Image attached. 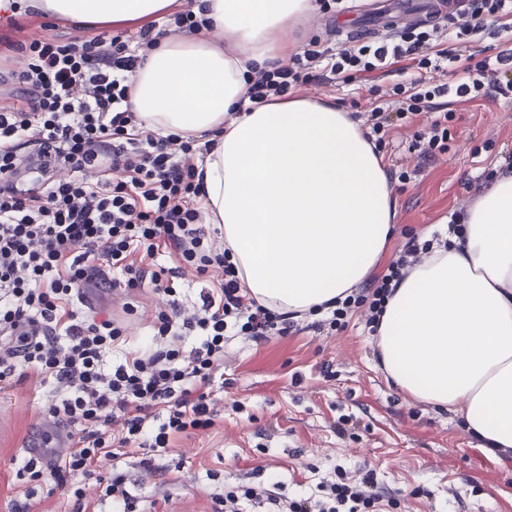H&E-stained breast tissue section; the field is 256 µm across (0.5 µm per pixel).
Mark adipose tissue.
<instances>
[{"label":"adipose tissue","mask_w":512,"mask_h":512,"mask_svg":"<svg viewBox=\"0 0 512 512\" xmlns=\"http://www.w3.org/2000/svg\"><path fill=\"white\" fill-rule=\"evenodd\" d=\"M222 42L165 35L131 76L143 127L208 135L198 172L244 288L282 313L335 308L378 264L396 215L388 177L346 111L311 97L249 101L252 74L296 52L316 0H25L75 30L122 27L174 2ZM379 368L512 453V175L496 178L387 300Z\"/></svg>","instance_id":"adipose-tissue-1"}]
</instances>
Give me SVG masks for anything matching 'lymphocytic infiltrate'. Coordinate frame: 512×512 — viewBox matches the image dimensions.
<instances>
[{"label": "lymphocytic infiltrate", "mask_w": 512, "mask_h": 512, "mask_svg": "<svg viewBox=\"0 0 512 512\" xmlns=\"http://www.w3.org/2000/svg\"><path fill=\"white\" fill-rule=\"evenodd\" d=\"M448 10L467 15V22L445 33L409 30L394 42L333 51L307 47L291 66L257 72L247 96L258 104L282 98L291 87L317 80L321 69L345 82L411 69L409 84H394L389 98L365 113L366 138L382 147L396 123L431 112L428 132L413 148L421 160H433L448 152L455 118L441 98L512 95L511 51L473 63L459 50L486 22L512 27V0H450ZM134 44L149 52L150 29L140 30ZM134 44L122 35L45 36L24 44V70L0 71V382L36 373L54 393L49 419L75 439L63 458L46 463L26 455L17 461L16 476L27 485L21 512H29L36 484L45 481L73 489L80 500L76 512H89L78 483L93 477L97 462L113 449L165 450L177 436L214 426V375L224 364L230 331L258 343L295 327L291 317L250 297L229 251L205 241L193 140L144 131L133 110ZM431 70L451 72L454 83L426 85L424 74ZM24 141L38 149L28 158L32 175L22 183L17 148ZM61 160L70 164L72 177L49 178V166ZM164 246L198 276L215 267L224 276L201 290L193 313L176 305L160 311L147 349L108 364L124 328L82 305L89 292L107 287L148 284L177 297L176 269L148 265ZM430 248V242L410 239L383 273L338 303L330 328L344 330L348 315L362 308L370 331H377L387 299ZM104 265L121 272V279L102 278ZM189 336L199 337V345L185 348ZM383 500L377 474L368 469L356 480L340 477L318 500L288 498L273 481L238 484L215 496L214 512H243L247 503L263 512H381Z\"/></svg>", "instance_id": "obj_1"}]
</instances>
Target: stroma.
<instances>
[{
	"mask_svg": "<svg viewBox=\"0 0 512 512\" xmlns=\"http://www.w3.org/2000/svg\"><path fill=\"white\" fill-rule=\"evenodd\" d=\"M339 17L325 12L309 19L302 43L324 47L343 44V31L357 40L395 38L409 28L406 20L383 27L365 11V0H347ZM54 24L57 34L73 37L63 21L30 13L16 25L0 23V38L16 46L4 68L21 70L20 50ZM402 75L342 84L308 83L293 95L325 99L344 108L368 110ZM453 139L447 154L422 164L411 148L425 121L394 127L382 152L386 168L405 170L407 182L393 183L395 234L381 257L389 264L412 237L427 240L456 212L475 199L470 181L504 165L512 155V98L498 95L455 103ZM93 310L103 311L125 328V348L137 349L151 340L157 313L167 298L152 288L98 290ZM134 314H126L125 304ZM376 337L355 312L344 331L306 328L256 344L243 336L224 347V388L214 427L183 436L157 457L158 471L143 468L139 456L116 455L99 468L124 472L140 496L139 512H213L214 495L225 485L244 483L252 468L262 480L277 481L288 497H315L339 474L356 475L375 469L385 494L395 496L384 512H512V456L490 453L457 415L439 411L386 383L376 366ZM50 389L35 374L0 387V512L22 496L25 486L15 476L12 457L23 456V444L46 420ZM345 431H338V423Z\"/></svg>",
	"mask_w": 512,
	"mask_h": 512,
	"instance_id": "1",
	"label": "stroma"
}]
</instances>
